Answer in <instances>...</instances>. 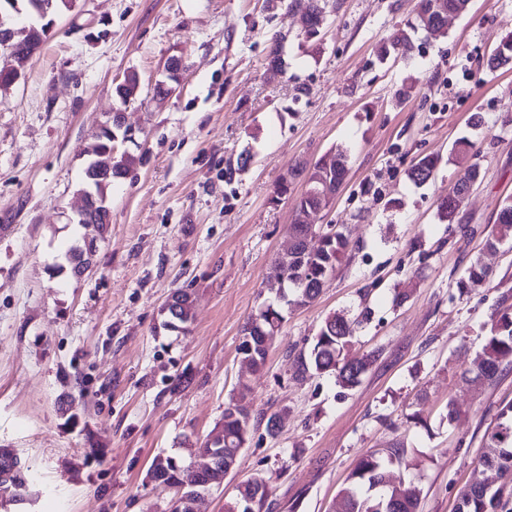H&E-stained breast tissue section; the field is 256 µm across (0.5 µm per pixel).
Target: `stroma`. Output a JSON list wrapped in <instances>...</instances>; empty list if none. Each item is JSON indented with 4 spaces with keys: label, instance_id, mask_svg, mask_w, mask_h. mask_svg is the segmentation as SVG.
Returning a JSON list of instances; mask_svg holds the SVG:
<instances>
[{
    "label": "stroma",
    "instance_id": "1",
    "mask_svg": "<svg viewBox=\"0 0 512 512\" xmlns=\"http://www.w3.org/2000/svg\"><path fill=\"white\" fill-rule=\"evenodd\" d=\"M287 3L74 0L0 90V448L28 467L15 512H170L177 492L151 480L153 459L198 463L244 376L254 411L283 422L274 437L253 431L199 512H224L256 474L270 480L271 512H332L357 459L396 438L408 450L400 474L422 490L419 512H455L482 480L483 434L512 403V369L473 382L485 325L512 289V247H484L512 200V69L482 60L512 35V0H470L447 38L419 31L409 52L387 58L379 43L412 20L415 0H328L312 37ZM174 57L180 85L157 100ZM129 73L139 91L125 105L114 87ZM116 112L143 162L110 188L103 234L72 219L84 150ZM462 139L483 175L461 210L467 236L437 209ZM339 146L347 182L314 224L339 225L350 249L313 304L289 308L264 369L249 374L241 330L275 297L265 282L305 184L279 188L294 165ZM243 155L250 162L236 169ZM426 155L440 158L435 177L414 185L408 170ZM82 236L95 241L91 270L56 273ZM475 259L489 275L458 294ZM176 288L191 293L194 319L172 333L161 309ZM363 303L372 318L350 354L380 356L361 384L295 378L294 357L324 319ZM452 400L463 412L450 421Z\"/></svg>",
    "mask_w": 512,
    "mask_h": 512
}]
</instances>
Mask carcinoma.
<instances>
[{
  "label": "carcinoma",
  "mask_w": 512,
  "mask_h": 512,
  "mask_svg": "<svg viewBox=\"0 0 512 512\" xmlns=\"http://www.w3.org/2000/svg\"><path fill=\"white\" fill-rule=\"evenodd\" d=\"M470 0H417L414 20L408 29L398 30L381 40L379 52L386 56L410 43L409 32L421 30L427 37L438 40L447 36L445 24L440 15L446 11L450 15H462L467 12ZM289 7L308 14L311 30L308 35L316 34L325 20V6L321 0H290ZM489 70L495 71L507 66L512 67V39L504 40L498 49L486 60ZM118 130L102 128L94 142L87 148L89 160L95 161L107 152L112 153V168L121 175H127L136 164V157L117 146ZM473 145L467 140L457 142L452 149L455 160L462 165L454 187L448 197L439 204V219L444 224H459L460 210L456 196L469 185L481 180V166L475 161L477 154L472 152ZM331 167L325 171L321 187L324 194H336L344 184L349 171L347 151L338 147L329 153ZM440 158L427 155L415 162L408 171L409 179L416 185L428 183L434 176ZM319 199L310 189H305L294 204L293 224L290 235L301 238L305 224L301 219L318 207ZM322 245L310 250L300 246L297 252L288 257V269H275L269 288L276 291L278 302L266 304L256 314L263 328L271 333L280 329L285 322L284 305L304 307L313 303L323 292L321 283L329 278L350 248V242L335 224L323 227ZM512 240V201H505L500 207L494 228L485 239V248L495 251L505 240ZM92 253L80 241H74L64 253V263L73 273H80L91 264ZM489 275L488 269L480 262L470 264L466 276L456 282L459 294H464L468 283L481 281ZM179 296V310L168 317L165 327L172 331L180 330L193 319L192 295L182 289L174 290ZM512 296L505 294L491 316L484 344L474 358L477 374L474 381H491L505 368L512 366ZM372 310L364 306L353 319L342 314L327 317L315 336L309 351L303 350L295 356V374L331 375L343 389L357 387L362 377L377 358L376 353L362 358H348L352 338L356 328L370 320ZM238 354L250 359L251 372L258 373L264 367L268 350L253 342V351L239 344ZM252 387L250 380H239L236 395L224 408V427L222 439L206 440L198 452L205 456L218 450L224 451V468L237 465L242 451L240 443L250 441L251 426L257 424L252 408ZM484 447L489 449L480 458V462L489 473L488 480H501L495 494H487L484 485H474L463 497L460 507L463 512H512V404L503 407L494 427L484 435ZM407 459V448L400 440L393 441L382 451L363 455L346 480V486L340 491L334 512H417L421 490L412 483L395 476ZM8 475L5 484L14 493V498L22 500L27 490V474L20 459L9 448H0V476ZM151 478L167 483L182 490L181 497L194 498L205 491L207 476L191 472L182 466H176L170 459H155L151 466ZM269 480L256 475L238 483L233 498L225 501L224 512H265L269 509Z\"/></svg>",
  "instance_id": "carcinoma-1"
}]
</instances>
